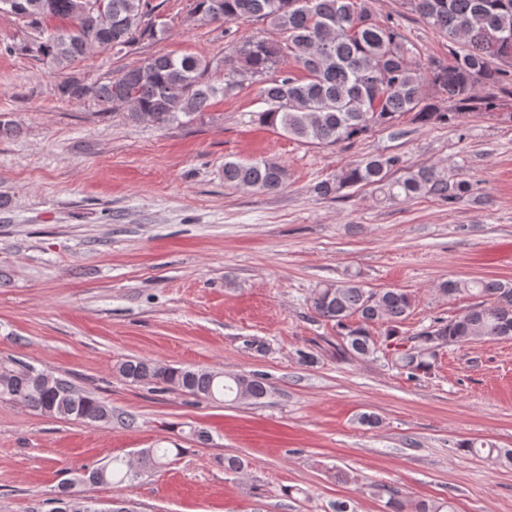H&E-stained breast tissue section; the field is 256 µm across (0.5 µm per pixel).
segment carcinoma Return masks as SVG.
<instances>
[{"label":"carcinoma","mask_w":512,"mask_h":512,"mask_svg":"<svg viewBox=\"0 0 512 512\" xmlns=\"http://www.w3.org/2000/svg\"><path fill=\"white\" fill-rule=\"evenodd\" d=\"M20 20L39 35L25 47L55 69L67 68L90 50L121 52L139 39L158 36L151 0H100L102 11L89 17L85 0H18ZM197 20L231 23L256 20L281 35L269 42L257 36L232 43L219 62L202 55L152 56L112 78L87 85L75 79L60 83L63 99L94 98L107 112L126 109L135 124L171 125L190 122L204 113L210 99L252 85L259 86L261 110L253 121L299 142L324 147L355 142L376 128H389L403 116L422 126L454 123L468 112H498L512 98V0H403L408 9L456 45L451 62L432 59L423 66L397 24L375 18L372 0H195ZM68 23L48 33V19ZM292 61L303 75L282 65ZM223 69L224 84L209 80L212 69ZM288 180L286 167L275 159L224 162V183L274 193ZM373 186L381 201H410L428 196L455 204L470 185L452 167L409 166L399 154L366 157L349 164L315 191L335 197L346 188ZM438 291L450 298L469 294L480 299L463 315L435 319L423 329L419 345L400 353L396 363L411 378L431 367L434 348L468 340L512 338V284L497 280H448ZM414 305L400 289L368 290L350 278L327 283L311 297L313 312L335 324L341 342L336 354L369 359L380 351L371 326L402 322ZM119 371L133 383L164 384L203 400L229 402L266 398L271 386L260 374H224L190 367H166L133 359ZM0 398L18 402L41 415L64 416L90 424H112L114 413L91 393L50 371L29 365L0 366ZM468 453L488 449L499 462L512 464V449L466 440ZM170 448H143L137 460L114 459L92 471L89 484L133 480L159 471L170 461ZM389 512H453L449 502L411 503L383 486ZM53 512H96L85 490L66 493Z\"/></svg>","instance_id":"1"}]
</instances>
